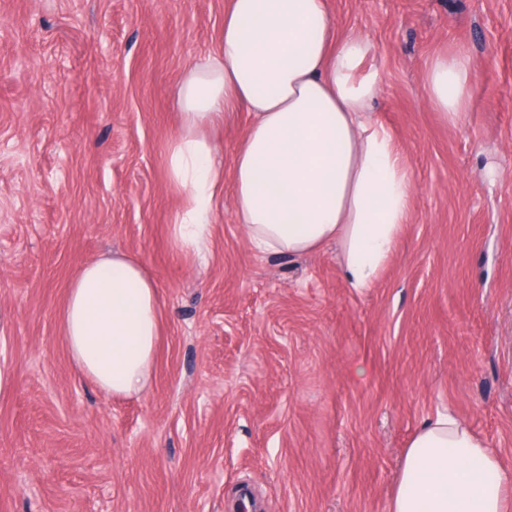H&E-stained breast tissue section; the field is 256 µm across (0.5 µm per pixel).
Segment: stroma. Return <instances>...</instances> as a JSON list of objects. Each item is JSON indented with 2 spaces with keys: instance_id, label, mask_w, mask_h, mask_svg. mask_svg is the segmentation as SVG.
<instances>
[{
  "instance_id": "stroma-1",
  "label": "stroma",
  "mask_w": 512,
  "mask_h": 512,
  "mask_svg": "<svg viewBox=\"0 0 512 512\" xmlns=\"http://www.w3.org/2000/svg\"><path fill=\"white\" fill-rule=\"evenodd\" d=\"M229 0H0V512H387L405 448L452 409L512 470V0H328L373 46L372 107L414 173L361 294L328 245L250 248L232 191L204 259L170 225L176 90ZM475 74L459 123L438 54ZM138 258L160 292L149 387L111 397L59 333L77 268ZM429 104L441 112L450 124L463 117L470 100L473 81L471 59L463 51L440 54L431 59L426 70Z\"/></svg>"
}]
</instances>
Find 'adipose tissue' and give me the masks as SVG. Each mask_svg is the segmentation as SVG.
Wrapping results in <instances>:
<instances>
[{
	"mask_svg": "<svg viewBox=\"0 0 512 512\" xmlns=\"http://www.w3.org/2000/svg\"><path fill=\"white\" fill-rule=\"evenodd\" d=\"M327 0H230L214 51L184 70L168 148L182 194L178 247L208 249L216 201L232 186L247 243L261 253L305 255L336 244L348 288H372L408 221L414 177L392 131L371 116L381 77L370 41L336 40ZM429 104L458 123L470 100L471 59H431ZM243 110L249 122L231 167L211 130ZM154 276L134 256L108 251L79 267L59 315L80 373L110 396L149 384L162 334ZM387 512H512V473L455 413L412 437Z\"/></svg>",
	"mask_w": 512,
	"mask_h": 512,
	"instance_id": "ef3b65f1",
	"label": "adipose tissue"
}]
</instances>
